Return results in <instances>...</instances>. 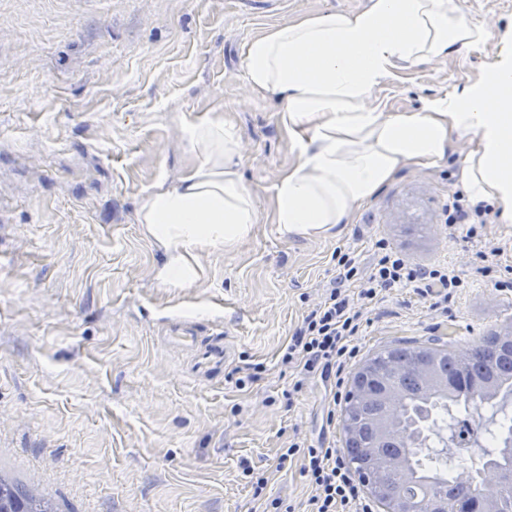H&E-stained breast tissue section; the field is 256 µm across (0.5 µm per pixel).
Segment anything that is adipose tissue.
<instances>
[{
	"label": "adipose tissue",
	"mask_w": 512,
	"mask_h": 512,
	"mask_svg": "<svg viewBox=\"0 0 512 512\" xmlns=\"http://www.w3.org/2000/svg\"><path fill=\"white\" fill-rule=\"evenodd\" d=\"M490 37L453 0H368L361 10L297 18L248 41L245 78L278 101L295 155L274 186L279 232L338 234L400 170L440 166L463 138L458 185L471 206L494 204L498 223L512 225V59L489 62L478 85L424 99L413 112L367 104L401 65L476 50ZM186 139L190 172L158 185L136 212L164 250L158 278L175 287L199 280L202 254L249 238L260 220L235 127L206 116Z\"/></svg>",
	"instance_id": "1"
}]
</instances>
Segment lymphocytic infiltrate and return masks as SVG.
Masks as SVG:
<instances>
[{
	"instance_id": "f902f5d3",
	"label": "lymphocytic infiltrate",
	"mask_w": 512,
	"mask_h": 512,
	"mask_svg": "<svg viewBox=\"0 0 512 512\" xmlns=\"http://www.w3.org/2000/svg\"><path fill=\"white\" fill-rule=\"evenodd\" d=\"M375 248L377 257L367 273L362 272L353 253H336L335 280L303 319L281 357L282 365L294 369L299 377L294 390H301L303 380L317 376L329 382L332 399L340 398L343 373L357 354L352 339L363 325V308L383 292L409 288L419 295L436 294L444 304L453 290L463 285L462 278L448 268L410 263L386 240H377ZM355 283L360 289L353 295L349 288ZM297 454L305 460L302 472L313 488L311 512H373L337 449L289 443L285 457Z\"/></svg>"
}]
</instances>
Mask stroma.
<instances>
[{
	"instance_id": "stroma-1",
	"label": "stroma",
	"mask_w": 512,
	"mask_h": 512,
	"mask_svg": "<svg viewBox=\"0 0 512 512\" xmlns=\"http://www.w3.org/2000/svg\"><path fill=\"white\" fill-rule=\"evenodd\" d=\"M492 39L480 50L407 65L371 104L408 112L476 85L512 56V0H456ZM367 0H0V471L59 512H260L242 462L267 497L310 512L304 460L289 440L342 446L326 424L325 385L292 392L282 351L334 281L336 249L363 270L374 244L464 281L447 309L408 288L368 304L353 340L368 356L397 340L464 350L512 324V226L466 238L449 225L460 141L439 167H409L335 237L285 236L271 199L295 156L273 97L252 91L242 48L268 28ZM223 116L241 137L242 174L259 195L251 238L202 255L204 278L171 288L163 251L136 211L192 165L189 123ZM496 249L479 273L477 251ZM187 330L196 345L177 342ZM230 356L197 370L201 347ZM259 368L238 389L233 372Z\"/></svg>"
}]
</instances>
